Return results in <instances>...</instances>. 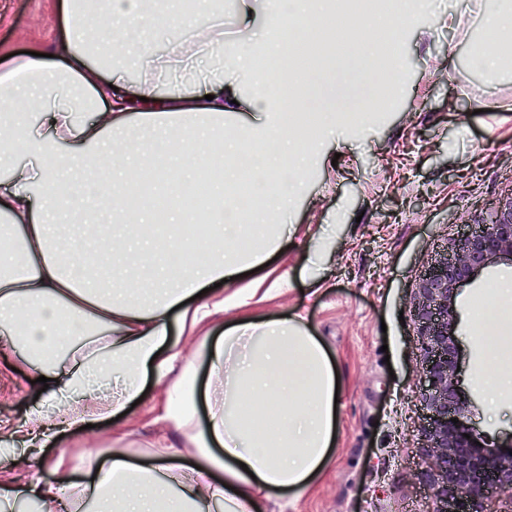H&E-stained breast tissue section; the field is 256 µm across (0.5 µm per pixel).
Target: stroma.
Masks as SVG:
<instances>
[{
    "label": "stroma",
    "mask_w": 512,
    "mask_h": 512,
    "mask_svg": "<svg viewBox=\"0 0 512 512\" xmlns=\"http://www.w3.org/2000/svg\"><path fill=\"white\" fill-rule=\"evenodd\" d=\"M57 0H0V72L24 52L47 49L62 33ZM501 0H447L416 18L401 40L398 97L379 121L348 132L324 159L288 213L293 230L276 261L224 294L251 289L247 305L228 306L212 324L223 335L233 319L300 317L339 373L337 440L320 479L296 495L272 493L261 512H430V461L422 450L426 412L422 355L412 296L428 255L469 224L488 218L512 194V68L488 82L472 63L484 15ZM324 74L361 85L374 97L383 74L358 58L329 61ZM512 264L489 267L463 288L457 304L459 380L472 396V421L488 443L512 441V402L490 405L475 384L483 364V325L470 301ZM37 371L21 354L0 359V427L13 431L0 449L1 484L56 478L62 460L75 479L113 448L134 457L153 452L169 404L160 388L119 420L68 430L30 444L24 419L36 402ZM28 456L27 467L5 462Z\"/></svg>",
    "instance_id": "stroma-1"
}]
</instances>
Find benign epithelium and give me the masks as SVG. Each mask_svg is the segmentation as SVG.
<instances>
[{"label": "benign epithelium", "mask_w": 512, "mask_h": 512, "mask_svg": "<svg viewBox=\"0 0 512 512\" xmlns=\"http://www.w3.org/2000/svg\"><path fill=\"white\" fill-rule=\"evenodd\" d=\"M501 261L512 263V196L499 202L490 220L448 241L415 288L416 336L428 382L423 402L431 414L423 450L433 461L429 497L434 512H494L487 504L490 479L512 499V440L491 448L482 443L468 422L473 403L456 378V299L488 266ZM454 418L458 423H452Z\"/></svg>", "instance_id": "obj_1"}]
</instances>
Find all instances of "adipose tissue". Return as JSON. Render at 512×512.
Returning a JSON list of instances; mask_svg holds the SVG:
<instances>
[{"label": "adipose tissue", "instance_id": "ef3b65f1", "mask_svg": "<svg viewBox=\"0 0 512 512\" xmlns=\"http://www.w3.org/2000/svg\"><path fill=\"white\" fill-rule=\"evenodd\" d=\"M58 5L63 31L50 56L20 60L14 72L0 74V102L10 106L0 113V157L12 161L0 186V238L15 241L0 249V347H25L51 378L45 406L25 418L47 439L59 427L123 413L148 375L164 377L181 357L172 326H196L223 311L213 284L234 281L288 237L284 219L322 142L387 107L382 100L361 117L338 112L336 100L356 94L351 85L291 81L267 67L280 50L275 30L301 15L327 18L332 0H235L237 41L225 43L223 33L200 21L177 55L134 61L128 50L143 27L168 23L152 0ZM264 29L271 38L252 43L251 35ZM311 98L326 108L306 130L298 115ZM109 153L115 159L108 180L87 193L69 183L67 172ZM213 165L223 167L224 181L211 189L218 210L205 216L210 248L190 262L156 264L157 247L188 251L177 231L193 217L174 203L161 221L130 205L127 169L135 170L137 184L160 187L174 183L175 172ZM245 171L261 190V204L250 223L229 224L224 216L237 205ZM93 195L105 211L91 238L49 223L53 213H83ZM257 224L272 237L241 249ZM132 258L141 264L139 277L117 284ZM77 325L87 337L78 345ZM63 350L72 365L61 374L53 366ZM199 354L209 364L208 383L198 388L195 367L186 363L165 414L190 449L180 463L165 462L162 447L156 461L143 463L115 450L87 482L62 474L49 485H0V512L20 499L38 512L89 502L110 512L116 497L120 512H202L212 503L224 512H258L265 493L310 488L336 441L337 375L322 343L295 319L243 320L223 336L203 337ZM259 403L274 404L278 413L276 433L261 441L250 430L264 419Z\"/></svg>", "mask_w": 512, "mask_h": 512}]
</instances>
